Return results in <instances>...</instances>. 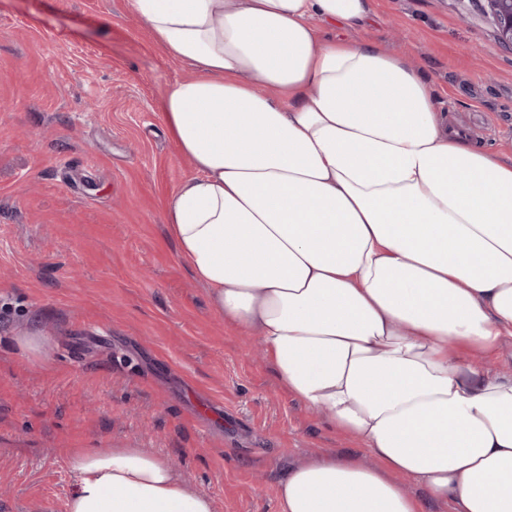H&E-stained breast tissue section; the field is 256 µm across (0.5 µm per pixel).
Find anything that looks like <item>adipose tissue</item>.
Instances as JSON below:
<instances>
[{"instance_id":"adipose-tissue-1","label":"adipose tissue","mask_w":512,"mask_h":512,"mask_svg":"<svg viewBox=\"0 0 512 512\" xmlns=\"http://www.w3.org/2000/svg\"><path fill=\"white\" fill-rule=\"evenodd\" d=\"M194 73L164 100L198 171L166 204L211 310L282 389L365 444L287 468L279 512H512V155L450 128L421 67L371 43V0H132ZM66 512H216L143 448L70 451ZM429 499V500H430Z\"/></svg>"}]
</instances>
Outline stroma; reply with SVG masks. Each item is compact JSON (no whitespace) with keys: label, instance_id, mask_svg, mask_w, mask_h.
Masks as SVG:
<instances>
[{"label":"stroma","instance_id":"stroma-1","mask_svg":"<svg viewBox=\"0 0 512 512\" xmlns=\"http://www.w3.org/2000/svg\"><path fill=\"white\" fill-rule=\"evenodd\" d=\"M321 34L423 67L449 125L512 154V48L485 0H373ZM189 67L132 0H0V512H66L72 448H145L215 501L278 512L289 466L371 462L282 390L177 253L165 206L196 174L163 102ZM46 336L47 361L18 336Z\"/></svg>","mask_w":512,"mask_h":512}]
</instances>
